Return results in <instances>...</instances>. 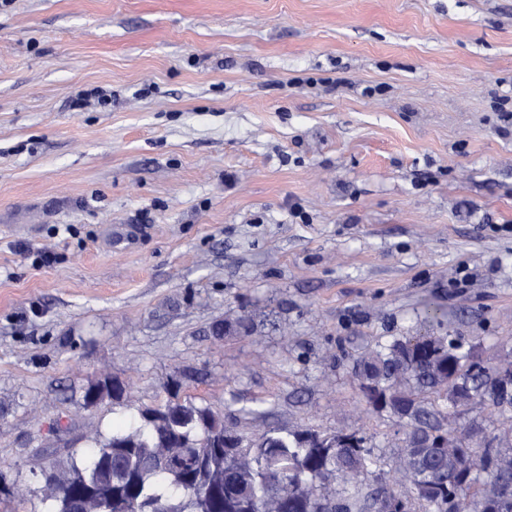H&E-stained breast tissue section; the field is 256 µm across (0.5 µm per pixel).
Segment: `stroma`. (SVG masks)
<instances>
[{
	"label": "stroma",
	"instance_id": "35a3bbf8",
	"mask_svg": "<svg viewBox=\"0 0 512 512\" xmlns=\"http://www.w3.org/2000/svg\"><path fill=\"white\" fill-rule=\"evenodd\" d=\"M511 110L512 0H0V512L173 379L393 437L351 356L512 337Z\"/></svg>",
	"mask_w": 512,
	"mask_h": 512
}]
</instances>
